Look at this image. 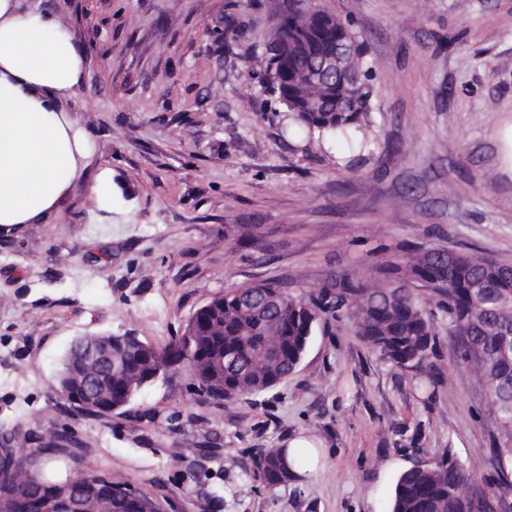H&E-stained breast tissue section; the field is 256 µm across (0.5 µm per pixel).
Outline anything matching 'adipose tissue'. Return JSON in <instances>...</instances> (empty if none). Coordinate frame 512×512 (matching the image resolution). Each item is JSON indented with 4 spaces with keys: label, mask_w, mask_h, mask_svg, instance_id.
Instances as JSON below:
<instances>
[{
    "label": "adipose tissue",
    "mask_w": 512,
    "mask_h": 512,
    "mask_svg": "<svg viewBox=\"0 0 512 512\" xmlns=\"http://www.w3.org/2000/svg\"><path fill=\"white\" fill-rule=\"evenodd\" d=\"M85 72L59 18L0 0V228L42 223L79 183L111 198L110 173H88L92 141L72 109Z\"/></svg>",
    "instance_id": "ef3b65f1"
}]
</instances>
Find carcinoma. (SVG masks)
I'll return each instance as SVG.
<instances>
[{"mask_svg":"<svg viewBox=\"0 0 512 512\" xmlns=\"http://www.w3.org/2000/svg\"><path fill=\"white\" fill-rule=\"evenodd\" d=\"M300 0H282L271 38L282 45L266 57L265 89L277 95L291 119L307 133V142L324 149L331 140L363 143L371 127L372 95L363 43L347 26L326 14L309 21ZM340 39L353 53L345 68L327 85L303 84L299 70L318 50ZM320 97L323 111L311 112L308 100ZM346 318L356 334L381 358L401 369L427 371L437 356L434 322L441 320L453 337V354L487 390L491 422L489 453L496 487L512 476V269L468 251L443 252L415 246L402 260L381 258L361 278L338 276L308 298L294 296L274 283L230 288L201 306L174 342L158 348L126 342L114 334L112 374L98 390L99 407L79 408L87 416L128 405L155 375L185 371L212 399L234 402L268 392L295 373L321 316ZM93 369L73 367L63 359L57 378L75 388ZM12 436L0 435V503L7 512H73L60 498L69 478L43 475L30 480L21 463L40 458L42 470L70 453L67 439L31 435L29 447L13 448ZM245 469L266 486L294 478L284 448H257ZM91 490L86 512H164L159 500L129 485L112 482L106 473L83 472ZM387 512H493L473 475L452 454L432 464L416 465L396 479Z\"/></svg>","mask_w":512,"mask_h":512,"instance_id":"cac0c4a2","label":"carcinoma"}]
</instances>
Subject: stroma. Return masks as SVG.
<instances>
[{
  "label": "stroma",
  "instance_id": "stroma-1",
  "mask_svg": "<svg viewBox=\"0 0 512 512\" xmlns=\"http://www.w3.org/2000/svg\"><path fill=\"white\" fill-rule=\"evenodd\" d=\"M28 3L86 53L77 110L112 202L80 185L48 223L0 232V433L65 434L57 476L108 472L165 512H385L400 473L446 452L489 488L486 396L441 322L431 387L333 319L288 380L231 403L181 373L87 416L50 384L74 337L162 347L227 288L307 296L412 245L512 265V0H322L373 85L366 146L323 151L263 88L279 0ZM299 437L314 471L274 489L244 474Z\"/></svg>",
  "mask_w": 512,
  "mask_h": 512
}]
</instances>
